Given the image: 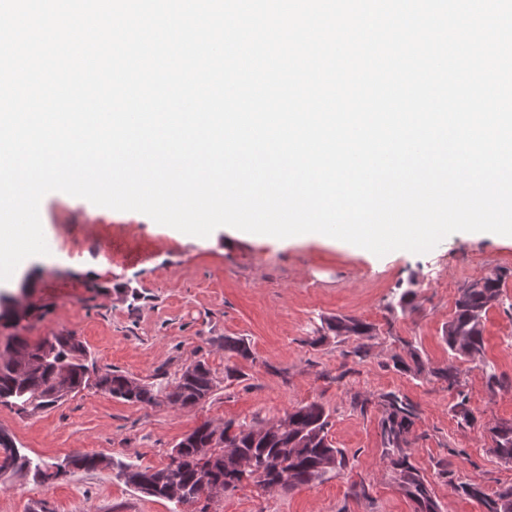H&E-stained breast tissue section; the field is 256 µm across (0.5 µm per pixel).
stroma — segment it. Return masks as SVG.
Wrapping results in <instances>:
<instances>
[{"mask_svg":"<svg viewBox=\"0 0 512 512\" xmlns=\"http://www.w3.org/2000/svg\"><path fill=\"white\" fill-rule=\"evenodd\" d=\"M40 218L54 256L0 284L20 306L18 318H0V345L69 332L97 367L159 383L202 360L216 387L191 408L128 403L94 388L34 415L0 406V433L33 460L107 459L47 483L1 471L0 512H414L391 464L402 450L441 512H483L457 492L460 483L488 493L512 485V462L495 455L489 438L492 426L512 422V239L456 232L427 253L381 257L346 242L231 227L206 239L62 192L43 197ZM500 273L482 360L452 359L444 331L462 290ZM408 290L415 297L401 305ZM333 316L360 319L372 334L334 335L323 327ZM228 336L244 339L252 358L228 356ZM450 364L452 386L434 374ZM391 395L409 414L398 449L384 436ZM311 402L325 408L328 438L345 457L324 482L270 491L246 482L178 506L115 476L120 460L165 467L203 422L267 421Z\"/></svg>","mask_w":512,"mask_h":512,"instance_id":"obj_1","label":"stroma"}]
</instances>
